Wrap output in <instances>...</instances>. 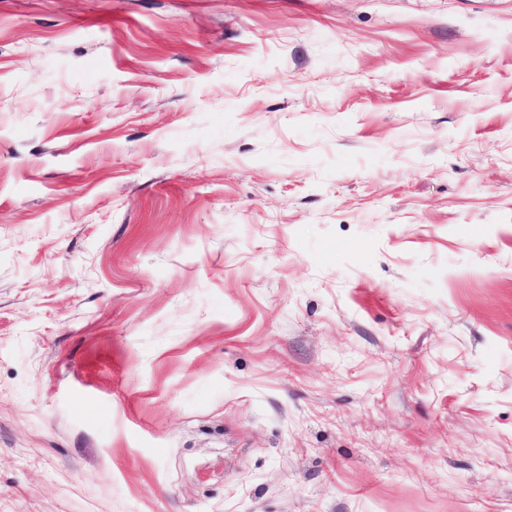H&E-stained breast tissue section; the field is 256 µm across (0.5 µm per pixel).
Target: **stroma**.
Segmentation results:
<instances>
[{"instance_id": "35a3bbf8", "label": "stroma", "mask_w": 512, "mask_h": 512, "mask_svg": "<svg viewBox=\"0 0 512 512\" xmlns=\"http://www.w3.org/2000/svg\"><path fill=\"white\" fill-rule=\"evenodd\" d=\"M0 512H512V0H0Z\"/></svg>"}]
</instances>
